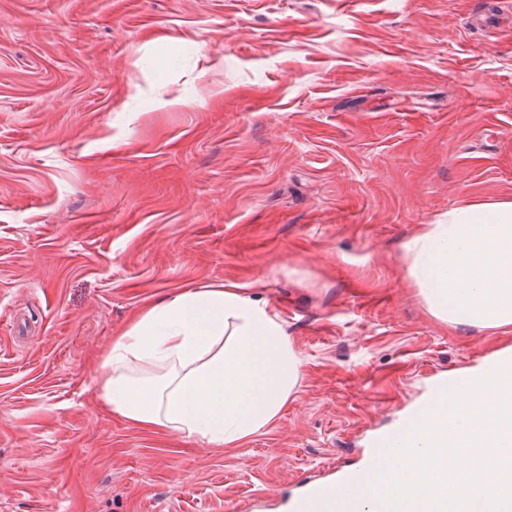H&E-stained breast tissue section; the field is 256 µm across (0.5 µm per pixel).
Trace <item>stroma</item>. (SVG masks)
I'll list each match as a JSON object with an SVG mask.
<instances>
[{
  "mask_svg": "<svg viewBox=\"0 0 512 512\" xmlns=\"http://www.w3.org/2000/svg\"><path fill=\"white\" fill-rule=\"evenodd\" d=\"M497 0H0V512H284L429 381L512 346L434 318L403 244L512 201ZM235 283L303 376L244 446L95 376L151 298Z\"/></svg>",
  "mask_w": 512,
  "mask_h": 512,
  "instance_id": "35a3bbf8",
  "label": "stroma"
}]
</instances>
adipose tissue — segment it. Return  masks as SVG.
<instances>
[{
	"label": "adipose tissue",
	"instance_id": "ef3b65f1",
	"mask_svg": "<svg viewBox=\"0 0 512 512\" xmlns=\"http://www.w3.org/2000/svg\"><path fill=\"white\" fill-rule=\"evenodd\" d=\"M403 252L436 319L512 327V202L450 211ZM301 377L275 307L221 283L149 301L113 338L97 384L112 413L143 431L229 449L277 422Z\"/></svg>",
	"mask_w": 512,
	"mask_h": 512
}]
</instances>
